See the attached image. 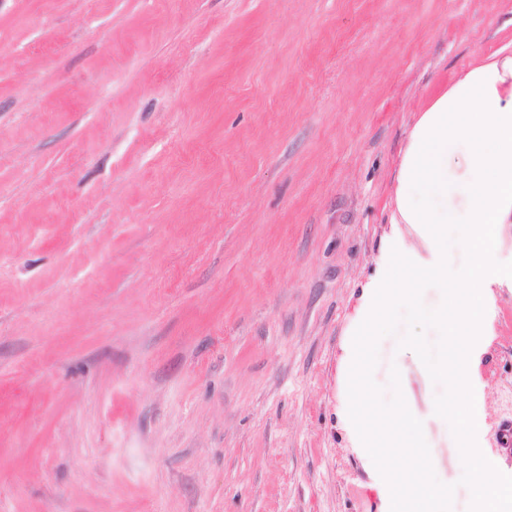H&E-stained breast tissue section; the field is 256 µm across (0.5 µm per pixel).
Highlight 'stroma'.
<instances>
[{"label":"stroma","instance_id":"35a3bbf8","mask_svg":"<svg viewBox=\"0 0 512 512\" xmlns=\"http://www.w3.org/2000/svg\"><path fill=\"white\" fill-rule=\"evenodd\" d=\"M512 0H0V512H391L348 417L420 109ZM400 372L453 512L443 390ZM512 474V286L467 375Z\"/></svg>","mask_w":512,"mask_h":512}]
</instances>
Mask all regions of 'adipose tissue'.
<instances>
[{"label":"adipose tissue","mask_w":512,"mask_h":512,"mask_svg":"<svg viewBox=\"0 0 512 512\" xmlns=\"http://www.w3.org/2000/svg\"><path fill=\"white\" fill-rule=\"evenodd\" d=\"M391 221L419 225L433 249L425 265L411 252L401 253L390 279L398 286L396 297L411 304L414 319L434 325L440 338L429 370L447 382L448 392L435 411L464 438L475 463L472 512H512V476L488 479L481 465L483 401L463 393L473 338L487 322L488 291L512 284V267L495 260L512 224V34L458 71L424 108L408 136ZM452 236L469 256L453 279ZM428 282L440 288L441 299L425 306L417 297Z\"/></svg>","instance_id":"ef3b65f1"}]
</instances>
